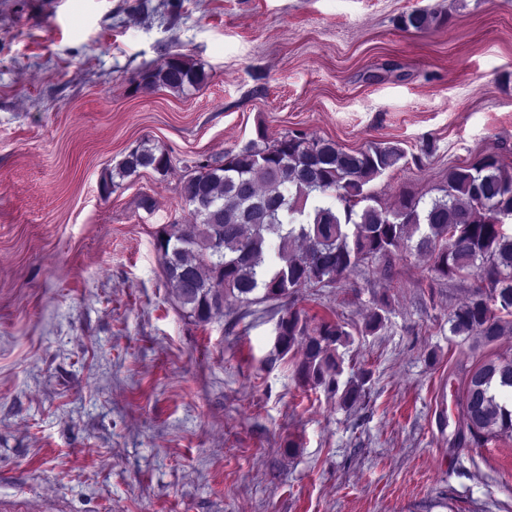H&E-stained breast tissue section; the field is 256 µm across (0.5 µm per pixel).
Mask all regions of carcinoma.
Wrapping results in <instances>:
<instances>
[{
  "instance_id": "1",
  "label": "carcinoma",
  "mask_w": 512,
  "mask_h": 512,
  "mask_svg": "<svg viewBox=\"0 0 512 512\" xmlns=\"http://www.w3.org/2000/svg\"><path fill=\"white\" fill-rule=\"evenodd\" d=\"M439 18L414 10L404 28L425 30ZM205 80L201 69L180 53H170L139 75L137 87L184 92ZM405 158L392 143L346 151L335 141L288 131L270 137L259 131L235 153L205 158L183 182L182 196L193 222L173 224L156 235L167 281L188 317L206 324L224 311L222 303L252 304L296 296L308 288H334L360 266L417 252L432 261L440 278H471L468 298L448 314L449 331L490 345L512 334V174L494 155H482L448 174L440 195L427 201L405 191L396 207L375 204L368 186ZM171 158L160 146L131 148L115 171L101 178L109 196L121 179L151 169L166 176ZM382 297L364 322L373 334L386 321ZM351 333L334 320L315 322L288 304L277 322L274 349L297 359L298 383L323 389L340 405L365 395L367 374L341 381L338 350ZM512 388V359L489 356L465 375L462 402L468 430L459 444L481 446L512 437V408L491 392Z\"/></svg>"
}]
</instances>
